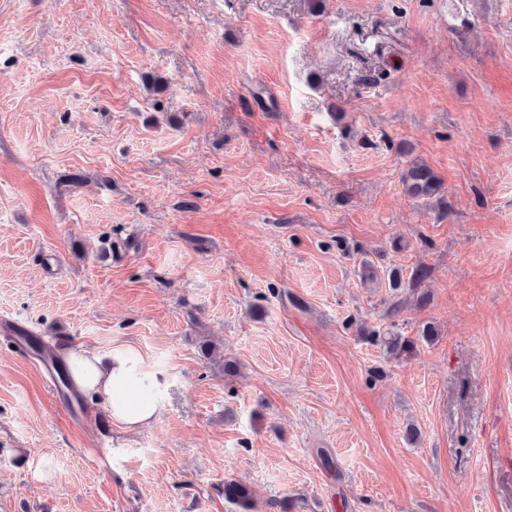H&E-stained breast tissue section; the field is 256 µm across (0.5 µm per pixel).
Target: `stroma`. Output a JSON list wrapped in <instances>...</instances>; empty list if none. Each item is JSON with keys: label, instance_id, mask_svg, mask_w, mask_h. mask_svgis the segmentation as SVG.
I'll use <instances>...</instances> for the list:
<instances>
[{"label": "stroma", "instance_id": "35a3bbf8", "mask_svg": "<svg viewBox=\"0 0 512 512\" xmlns=\"http://www.w3.org/2000/svg\"><path fill=\"white\" fill-rule=\"evenodd\" d=\"M0 315L166 381L0 331V512H512V0H0ZM406 192L413 196H433L438 192L434 173L425 166H413L402 175ZM367 338L373 342L381 343L390 355L396 357L403 353H410L416 345L413 340L402 336L396 329L371 331ZM63 358L76 389L101 399L112 425L120 430L143 429L159 416L165 382L147 370L133 346L122 345L105 354L82 346L66 348ZM223 493L224 499L237 507L238 512H253L250 491L242 483L232 479L225 480Z\"/></svg>", "mask_w": 512, "mask_h": 512}]
</instances>
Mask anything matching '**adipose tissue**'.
<instances>
[{"label":"adipose tissue","mask_w":512,"mask_h":512,"mask_svg":"<svg viewBox=\"0 0 512 512\" xmlns=\"http://www.w3.org/2000/svg\"><path fill=\"white\" fill-rule=\"evenodd\" d=\"M63 358L76 389L101 399L114 426L133 432L159 416L165 383L147 370L141 354L130 345L102 354L78 346L65 349Z\"/></svg>","instance_id":"ef3b65f1"}]
</instances>
